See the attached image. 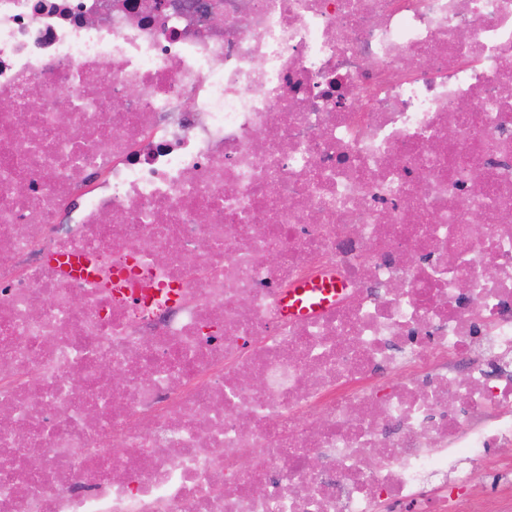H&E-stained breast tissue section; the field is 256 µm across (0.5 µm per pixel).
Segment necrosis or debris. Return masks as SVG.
Masks as SVG:
<instances>
[{"mask_svg":"<svg viewBox=\"0 0 512 512\" xmlns=\"http://www.w3.org/2000/svg\"><path fill=\"white\" fill-rule=\"evenodd\" d=\"M1 101L0 512H512V0H0ZM334 282L298 284L288 291L283 302L284 314L289 316L307 315L329 307L336 300Z\"/></svg>","mask_w":512,"mask_h":512,"instance_id":"necrosis-or-debris-1","label":"necrosis or debris"}]
</instances>
